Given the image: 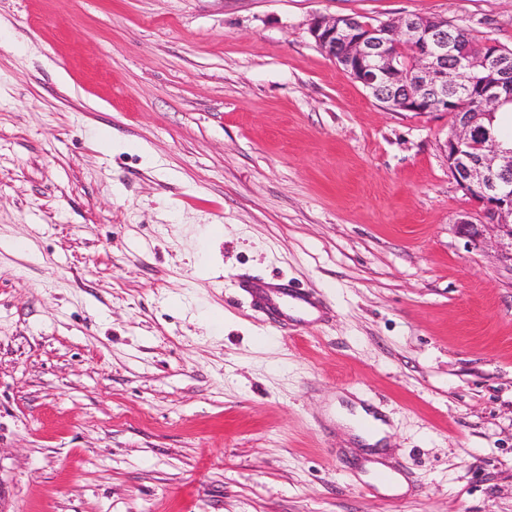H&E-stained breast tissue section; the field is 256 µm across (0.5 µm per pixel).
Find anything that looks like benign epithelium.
Listing matches in <instances>:
<instances>
[{
  "label": "benign epithelium",
  "mask_w": 512,
  "mask_h": 512,
  "mask_svg": "<svg viewBox=\"0 0 512 512\" xmlns=\"http://www.w3.org/2000/svg\"><path fill=\"white\" fill-rule=\"evenodd\" d=\"M446 19L425 14L363 24L351 15L319 16L309 34L328 57L339 58L346 71L377 99L402 112H446L448 88L457 71L448 66L456 47L448 43ZM410 45L414 56L403 69L397 51ZM512 56L496 41L485 42L483 54L466 57V66L482 71L489 63L509 64ZM512 102V87L500 81L483 84L474 112H454L445 142L448 170L478 204L480 214L512 240V147L500 139L494 121L500 106ZM485 225L470 217L458 221L468 238L483 237Z\"/></svg>",
  "instance_id": "benign-epithelium-1"
}]
</instances>
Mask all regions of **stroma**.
<instances>
[{"instance_id":"1","label":"stroma","mask_w":512,"mask_h":512,"mask_svg":"<svg viewBox=\"0 0 512 512\" xmlns=\"http://www.w3.org/2000/svg\"><path fill=\"white\" fill-rule=\"evenodd\" d=\"M410 14L512 47V0H0V512H512V240L308 32ZM272 309L276 316L285 319L292 316L297 322H306L319 312L318 304L309 295L294 288H279L274 293ZM358 419L352 421V425L356 428L355 434L358 435L362 440L368 444H374L384 437V431L387 430V426L382 424L378 420H374L371 416H366L365 411L358 407ZM369 421L371 427L365 429L361 427L362 422Z\"/></svg>"}]
</instances>
